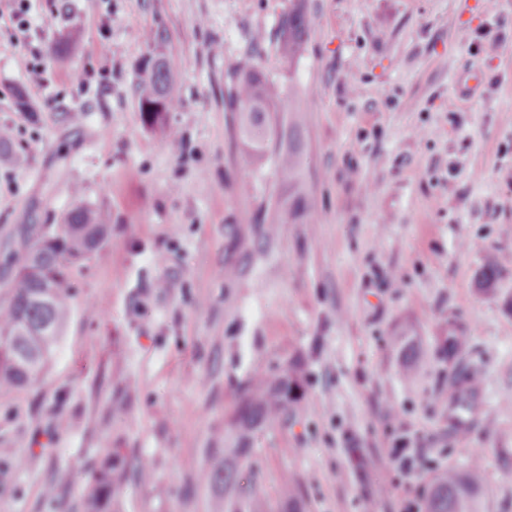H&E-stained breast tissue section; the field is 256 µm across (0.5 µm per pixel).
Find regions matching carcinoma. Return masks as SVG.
Wrapping results in <instances>:
<instances>
[{
	"label": "carcinoma",
	"instance_id": "cac0c4a2",
	"mask_svg": "<svg viewBox=\"0 0 512 512\" xmlns=\"http://www.w3.org/2000/svg\"><path fill=\"white\" fill-rule=\"evenodd\" d=\"M311 20L306 0H292L277 26L281 51L292 61L303 55ZM181 100L172 64L159 57L140 82L139 108L144 121L158 123L178 109ZM228 108L237 139L258 159L269 158L287 193L269 204L271 223L299 224L307 214L303 191L301 140L298 123L280 127L277 114L293 112L289 96L273 92L269 76L257 66H246L233 76ZM105 214L90 204L71 209L52 237L36 239L15 253V274L7 299L0 305V393L22 389L35 382L52 357L72 314L66 268L88 258L106 240ZM442 350L451 358L467 342L462 328L448 327L441 337ZM400 355L410 367L419 346L410 336L400 342ZM297 371L269 377L258 374L243 390L236 407L224 416V447L213 448L200 481L216 498L218 512H269L262 492L253 483H242L239 473L257 433L282 415L303 411L297 390ZM127 460L120 449H111L90 473L84 494V512H122L126 494ZM482 473L478 462L467 469L448 468L433 477L425 512H479ZM286 512H304L299 485L286 477L279 492Z\"/></svg>",
	"mask_w": 512,
	"mask_h": 512
}]
</instances>
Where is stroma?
<instances>
[{"label": "stroma", "instance_id": "35a3bbf8", "mask_svg": "<svg viewBox=\"0 0 512 512\" xmlns=\"http://www.w3.org/2000/svg\"><path fill=\"white\" fill-rule=\"evenodd\" d=\"M29 5L26 32L0 20V300L22 228L86 202L110 234L69 269L73 313L38 380L0 394V512H80L110 448L154 473L124 512H210L197 474L225 412L295 360L304 410L266 426L245 465L271 506L288 475L306 512H409L434 468L476 460L481 512H512V0H307L292 61L276 39L290 0ZM487 26L501 40L477 50ZM159 44L181 105L150 126L138 86ZM252 63L299 109L307 223L256 221L280 183L226 107ZM453 320L468 345L446 361ZM402 336L420 345L410 374ZM418 431L434 465L406 481L389 443Z\"/></svg>", "mask_w": 512, "mask_h": 512}]
</instances>
